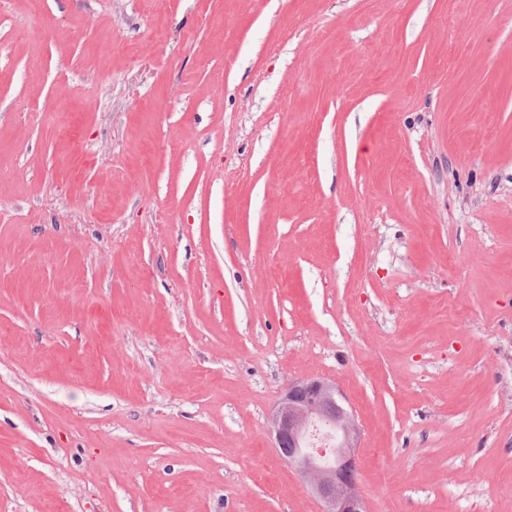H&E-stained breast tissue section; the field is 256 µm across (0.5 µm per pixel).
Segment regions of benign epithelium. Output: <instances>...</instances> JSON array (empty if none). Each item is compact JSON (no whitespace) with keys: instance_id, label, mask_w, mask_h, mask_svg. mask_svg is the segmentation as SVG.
<instances>
[{"instance_id":"1","label":"benign epithelium","mask_w":512,"mask_h":512,"mask_svg":"<svg viewBox=\"0 0 512 512\" xmlns=\"http://www.w3.org/2000/svg\"><path fill=\"white\" fill-rule=\"evenodd\" d=\"M326 428L327 447L316 448L310 429ZM280 454L308 482L323 512H368L359 490L355 448L360 427L327 379L294 380L270 419Z\"/></svg>"}]
</instances>
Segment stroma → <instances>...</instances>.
<instances>
[{
  "instance_id": "35a3bbf8",
  "label": "stroma",
  "mask_w": 512,
  "mask_h": 512,
  "mask_svg": "<svg viewBox=\"0 0 512 512\" xmlns=\"http://www.w3.org/2000/svg\"><path fill=\"white\" fill-rule=\"evenodd\" d=\"M512 512V0H0V512ZM317 424L326 428L314 431ZM280 454L308 482L323 512H368L359 490L355 448L360 427L353 411L338 398L327 379L294 380L270 419ZM332 458V462L326 460Z\"/></svg>"
}]
</instances>
